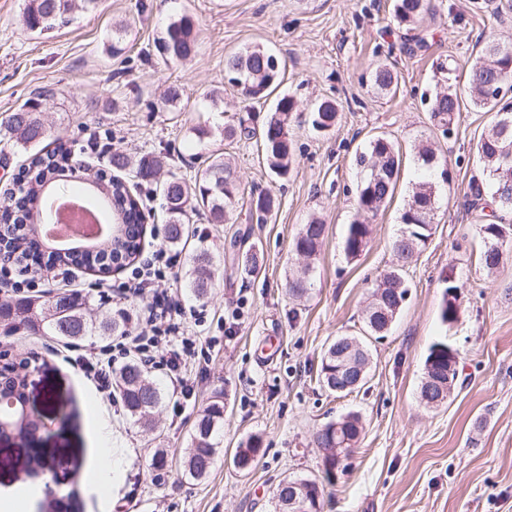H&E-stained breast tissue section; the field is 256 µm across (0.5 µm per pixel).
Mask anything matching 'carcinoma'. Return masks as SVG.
Returning a JSON list of instances; mask_svg holds the SVG:
<instances>
[{
	"mask_svg": "<svg viewBox=\"0 0 512 512\" xmlns=\"http://www.w3.org/2000/svg\"><path fill=\"white\" fill-rule=\"evenodd\" d=\"M69 10V0H28L25 23L32 31L48 30L67 22ZM430 10V0H393V21L400 27L411 26ZM193 29L194 23L190 17L180 15L171 18L158 38L159 54L169 62L188 59L195 48ZM276 60V55L260 46L247 47L225 59L224 78L240 88L245 98L260 101L282 83L281 66L274 64ZM505 78L512 79V47L489 40L471 67L466 90L461 91L450 84L436 92L430 100V112L436 126L444 133L452 130L462 108L467 105L494 113L493 124L476 144L482 164V178L472 180L469 190L477 206L483 200L484 187L490 186L497 209L512 213V171L505 181L496 176L501 168L512 164V105L489 92L490 86ZM372 81L378 89L389 90L397 82V76L388 67L380 65L373 71ZM45 95V90L36 92L35 98L29 99L0 120V140L12 141L16 147L29 153L30 177L24 193L26 202L33 205L37 202L46 203L58 196L90 197L92 191L86 182L63 179L65 172L70 170V151L58 148L45 152L39 149L47 134L40 117V100ZM295 111V99L287 94L280 96L262 130L269 167L280 178L287 177L291 169L290 123ZM338 119L336 104L331 100L317 102L311 109V125L317 131L335 128ZM254 134L255 129L244 125L242 120L236 125L224 126L226 141L250 138ZM417 160L422 166L438 171L439 181L427 179L412 187L401 215L404 228L393 241V250L401 264L376 282L372 292L374 300L364 319L366 333L370 336L395 321L400 311L397 300L405 299L408 292L404 277L405 264L412 260L431 237L438 209V183H449L446 162L438 158L432 147L427 144L419 146ZM353 163L359 175L356 200L358 217L348 224L343 241L344 253L350 258H356L364 251L371 233V220L392 198L400 174L401 159L393 142L378 135L355 153ZM109 165L116 177V183L113 184L115 196L122 200L124 206L112 214V217L121 219L120 236L114 239L109 237L97 245L100 273L111 269V261L116 256H122L125 261L135 258L141 247V224L131 220L133 207L139 205L140 201L129 193L123 174L130 175L139 183H148L155 178L160 160L157 156L146 154L133 161L124 152L115 150L110 156ZM162 197L168 216L165 242L179 247L185 245V224L190 222L188 211L206 209L213 223L222 224L239 204L240 190L231 166L216 156L205 169L202 178L194 183L182 177H171L162 186ZM277 207L274 195L266 193L258 196L254 202L257 223H266ZM31 213L32 208H27L26 215L16 216L17 223L24 224L27 215ZM325 231V224L317 219L311 220L295 236L293 251L299 256L314 259ZM478 234L483 241L481 263L487 270L493 271L504 260V256L493 249V245L499 236H512V224L502 221L480 224ZM36 235L35 228L28 224L25 233L0 236V241L5 242L7 251L16 254L28 247L27 237ZM311 272L312 267L307 264L289 277L288 295L305 296L312 286ZM213 279V256L208 250L201 249L192 257L187 286L197 298H204ZM0 323L11 334L21 330L32 331L40 336H55L73 343L88 336L106 340L114 335L126 334L129 313L120 307L93 318L88 315V298L76 293H56L45 300L28 298L7 307L0 306ZM353 340V336H339L327 346L320 360L318 377L321 382H326L328 374L335 373L336 360L328 356L332 346H337V351L341 353L351 346ZM35 369L36 365L28 357L16 365L7 363L1 366L0 395L22 402L28 373ZM117 389L130 417L141 423L149 422L164 400L163 390L137 361H129L119 368ZM223 425L222 402L211 403L199 414L183 460L187 476L199 480L209 473L219 451ZM317 445L324 451L323 480L332 484L339 464L335 422L325 424L318 432ZM259 452L260 439L251 437L236 449L234 464L252 463ZM323 491L324 488L315 479H284L277 487L278 506L282 507L281 512H290L286 504L296 498L308 501L309 509L313 512H321Z\"/></svg>",
	"mask_w": 512,
	"mask_h": 512,
	"instance_id": "cac0c4a2",
	"label": "carcinoma"
}]
</instances>
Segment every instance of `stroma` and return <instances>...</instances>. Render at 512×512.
Segmentation results:
<instances>
[{
  "label": "stroma",
  "instance_id": "stroma-1",
  "mask_svg": "<svg viewBox=\"0 0 512 512\" xmlns=\"http://www.w3.org/2000/svg\"><path fill=\"white\" fill-rule=\"evenodd\" d=\"M26 0H0V118L40 88L54 89L42 104L49 146L65 145L98 168L112 150L161 153V176H199L215 154L231 157L241 200L230 220L212 223L192 214L196 238L160 283L202 311L185 327L199 344L214 343L206 365L187 360V395L165 385L151 425L131 419L120 400L99 393L68 343L49 336L0 331L7 360L32 357L38 368L28 391L30 408L47 424L34 444L59 461L57 475L19 473L22 448L0 440V512H37L53 481L71 495L77 512H274V493L286 477H321L323 452L314 442L325 423L358 413L364 435L334 485L323 512H512V258L490 273L479 259L477 223L468 185L481 176L476 143L490 113H460L453 135L430 118L435 68L447 63L465 85L485 41L512 44V0H432L415 26H397L391 0H99L95 10L71 0L68 25L42 32L26 28ZM194 21L196 51L184 62H164L157 40L171 16ZM127 27L125 50L111 52L116 23ZM251 46L273 51L285 66L280 92L303 113L324 99L338 107L335 130L318 133L301 118L290 130L293 160L286 179L270 171L259 138L228 143L225 124L261 128L269 104L245 100L224 79V60ZM398 75L396 89L378 90L376 65ZM179 86L177 104L161 96ZM109 139L90 145V129ZM384 134L400 149L395 193L372 221L361 256L341 246L356 217L355 152ZM431 139L453 180L441 190L433 234L409 264V294L385 336L368 340L372 363L366 384L339 397L318 381L326 346L339 336L363 337L372 285L396 265L392 243L415 183L427 178L416 157ZM273 194L279 206L265 224L249 219L252 199ZM326 232L312 261L314 286L301 299L285 283L302 261L292 240L312 217ZM244 240L260 257L257 272L238 266L231 240ZM208 249L216 264L207 299L186 286L192 250ZM130 270L109 278L57 269L30 289L33 298L73 283L98 306V285L119 286ZM459 287L460 316L440 314L446 278ZM459 354L454 394L437 408L419 391L434 341ZM224 398L221 447L206 478L185 476L180 458L200 411ZM261 439L249 471L232 463L235 448ZM115 450V472L99 485L100 448Z\"/></svg>",
  "mask_w": 512,
  "mask_h": 512
}]
</instances>
